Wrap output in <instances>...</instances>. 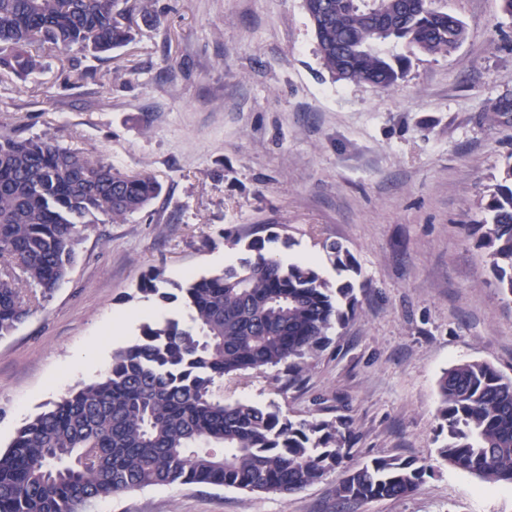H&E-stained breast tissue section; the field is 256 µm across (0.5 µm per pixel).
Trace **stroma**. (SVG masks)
<instances>
[{"label":"stroma","instance_id":"35a3bbf8","mask_svg":"<svg viewBox=\"0 0 512 512\" xmlns=\"http://www.w3.org/2000/svg\"><path fill=\"white\" fill-rule=\"evenodd\" d=\"M469 35L449 55L411 52L382 89L323 67L303 0H150L133 39L111 53H44L28 77L0 71V132L48 135L162 191L145 209L83 232L53 297L0 339V450L28 419L99 380L134 343L143 273L169 282L237 263L233 237L267 238L284 262L313 259L359 301L310 359L302 383L282 368L225 378V401L277 405L292 420L351 419L347 460L415 458L431 470L405 498L343 502L340 471L288 494L155 486L91 512H512V488L437 461V381L464 361L512 377V298L465 228L512 154V17L500 0H437ZM347 250L336 270L326 246Z\"/></svg>","mask_w":512,"mask_h":512}]
</instances>
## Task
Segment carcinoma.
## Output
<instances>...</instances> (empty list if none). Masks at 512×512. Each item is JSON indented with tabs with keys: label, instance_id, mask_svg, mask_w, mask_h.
Returning a JSON list of instances; mask_svg holds the SVG:
<instances>
[{
	"label": "carcinoma",
	"instance_id": "cac0c4a2",
	"mask_svg": "<svg viewBox=\"0 0 512 512\" xmlns=\"http://www.w3.org/2000/svg\"><path fill=\"white\" fill-rule=\"evenodd\" d=\"M120 0H0V69L26 77L41 66L38 40L59 54L78 46L108 53L129 42ZM304 0L317 52L337 80L393 86L406 58L377 44L401 41L447 55L468 36L457 15L432 0ZM161 185L129 174L50 137L0 134V338L47 301L76 259L96 216L123 221L156 198ZM470 228L488 250L497 288L512 297V154ZM247 257L161 288L164 271L144 275L138 292L181 300L189 321L147 320L134 343L112 352L105 376L72 390L20 427L0 451V512H88L119 492L171 484L288 494L342 468L353 446L348 419L293 421L276 408L224 403L226 376L284 366L288 383L308 370L327 332L356 312L351 283L337 285L310 262L283 264L250 240ZM33 290L28 298L19 277ZM438 457L453 469L512 486V377L466 361L439 378ZM430 466L377 458L343 468V501L402 498Z\"/></svg>",
	"mask_w": 512,
	"mask_h": 512
}]
</instances>
